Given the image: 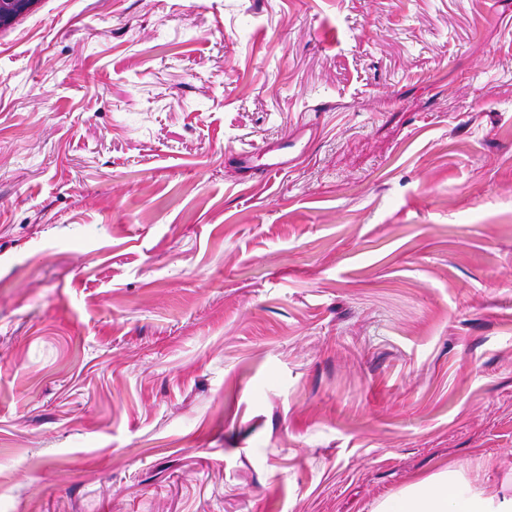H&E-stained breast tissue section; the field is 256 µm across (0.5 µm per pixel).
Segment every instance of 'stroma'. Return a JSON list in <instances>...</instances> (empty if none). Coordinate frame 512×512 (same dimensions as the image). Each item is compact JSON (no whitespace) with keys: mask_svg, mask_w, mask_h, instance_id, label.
I'll use <instances>...</instances> for the list:
<instances>
[{"mask_svg":"<svg viewBox=\"0 0 512 512\" xmlns=\"http://www.w3.org/2000/svg\"><path fill=\"white\" fill-rule=\"evenodd\" d=\"M505 461L512 0L0 34V512H374Z\"/></svg>","mask_w":512,"mask_h":512,"instance_id":"35a3bbf8","label":"stroma"}]
</instances>
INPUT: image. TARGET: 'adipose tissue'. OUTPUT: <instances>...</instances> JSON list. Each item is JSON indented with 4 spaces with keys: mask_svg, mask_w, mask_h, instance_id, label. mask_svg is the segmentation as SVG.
<instances>
[{
    "mask_svg": "<svg viewBox=\"0 0 512 512\" xmlns=\"http://www.w3.org/2000/svg\"><path fill=\"white\" fill-rule=\"evenodd\" d=\"M376 512H512V469L489 493L473 486L462 467L451 466L386 498Z\"/></svg>",
    "mask_w": 512,
    "mask_h": 512,
    "instance_id": "1",
    "label": "adipose tissue"
}]
</instances>
